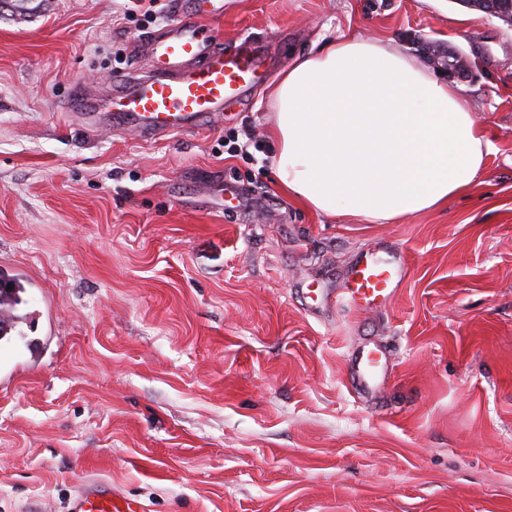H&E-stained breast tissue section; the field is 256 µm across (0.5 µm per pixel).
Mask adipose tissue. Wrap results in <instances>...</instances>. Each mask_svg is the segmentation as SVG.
Here are the masks:
<instances>
[{"label":"adipose tissue","mask_w":512,"mask_h":512,"mask_svg":"<svg viewBox=\"0 0 512 512\" xmlns=\"http://www.w3.org/2000/svg\"><path fill=\"white\" fill-rule=\"evenodd\" d=\"M271 99L277 179L329 216L381 224L438 208L477 183L493 152L454 87L377 39L298 58Z\"/></svg>","instance_id":"adipose-tissue-1"}]
</instances>
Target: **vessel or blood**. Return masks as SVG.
Returning <instances> with one entry per match:
<instances>
[{
    "instance_id": "obj_1",
    "label": "vessel or blood",
    "mask_w": 512,
    "mask_h": 512,
    "mask_svg": "<svg viewBox=\"0 0 512 512\" xmlns=\"http://www.w3.org/2000/svg\"><path fill=\"white\" fill-rule=\"evenodd\" d=\"M217 0H194L189 10L138 40L149 59L147 71L114 79L105 94L82 93L69 107L91 129L134 132L150 139L202 130L264 77L270 44L251 36L231 45L214 31L222 11ZM403 256L365 248L347 271L343 288L314 298V305L345 306L356 312L386 308L407 275ZM390 359L375 342L358 346L349 366L351 387L375 391L388 375ZM72 512H144L138 502L113 493L106 484L78 494Z\"/></svg>"
}]
</instances>
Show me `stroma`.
<instances>
[{
	"mask_svg": "<svg viewBox=\"0 0 512 512\" xmlns=\"http://www.w3.org/2000/svg\"><path fill=\"white\" fill-rule=\"evenodd\" d=\"M136 0H0V512L102 480L145 512H512V26L456 0H224L280 61L196 134L85 129L68 98L148 64ZM460 51L495 146L479 182L389 224L315 213L273 170L270 91L349 34ZM249 125L261 149L232 157ZM405 253L391 306L304 310L356 253ZM389 352L374 395L347 362ZM8 285H11V288L6 294L0 291V309L4 306V310L6 311H15L17 306L27 303L26 299L23 297L26 293V288L23 283L21 285L15 280L5 279L0 275V290L2 288L7 289Z\"/></svg>",
	"mask_w": 512,
	"mask_h": 512,
	"instance_id": "35a3bbf8",
	"label": "stroma"
}]
</instances>
